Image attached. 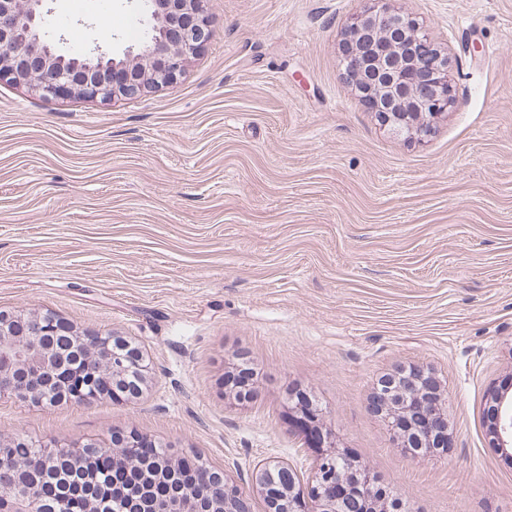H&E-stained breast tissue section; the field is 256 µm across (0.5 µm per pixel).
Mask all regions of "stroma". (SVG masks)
<instances>
[{
  "label": "stroma",
  "mask_w": 512,
  "mask_h": 512,
  "mask_svg": "<svg viewBox=\"0 0 512 512\" xmlns=\"http://www.w3.org/2000/svg\"><path fill=\"white\" fill-rule=\"evenodd\" d=\"M70 55L137 46L141 0H48ZM373 0H209L213 38L136 98L43 99L0 83V311L58 313L133 338L153 371L134 401L0 400V441L168 444L254 484L318 449L288 392L408 512H512V450L491 391L512 386V0H395L451 58L433 133H392L341 65ZM253 367L252 400L224 375ZM445 387L449 448L409 457L371 399L399 369ZM495 391V390H494ZM492 393L494 403V422L492 426L493 442L496 448H508L512 445V407L505 404V397L499 393Z\"/></svg>",
  "instance_id": "35a3bbf8"
}]
</instances>
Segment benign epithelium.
<instances>
[{"label": "benign epithelium", "mask_w": 512, "mask_h": 512, "mask_svg": "<svg viewBox=\"0 0 512 512\" xmlns=\"http://www.w3.org/2000/svg\"><path fill=\"white\" fill-rule=\"evenodd\" d=\"M208 0H145L148 29L138 50L121 57L96 43L77 58L61 53L47 38L49 11L45 0H0V81L27 88L44 98L82 96L108 101L118 95L134 97L171 84L212 39ZM373 10L351 18L342 45L346 78L366 105L397 134L427 137L436 118L452 103L453 77L448 54L435 47L416 19L392 7V0H375ZM59 319L46 313L0 311V400L41 403L42 388L65 362L67 352L55 336ZM88 352V361L112 382L143 381L149 372L146 356L135 342L111 334H75ZM374 408L388 422L395 447L415 457L448 447V413L442 381L432 372L411 368L381 380ZM494 446H512V405L492 394ZM289 419L314 435L322 449L307 482L288 489L289 512H335L336 501L349 492L375 485L365 466L353 477L336 471V441L323 428L322 410L305 411L288 397ZM11 442H0V470L20 468ZM93 440H76L59 448L46 445L43 457L70 456L87 467L85 448H99ZM213 491L203 497L185 493L161 504L126 500L129 512H250L249 499L223 473L208 471ZM0 512H72L71 496L55 487H17L0 481Z\"/></svg>", "instance_id": "benign-epithelium-1"}]
</instances>
